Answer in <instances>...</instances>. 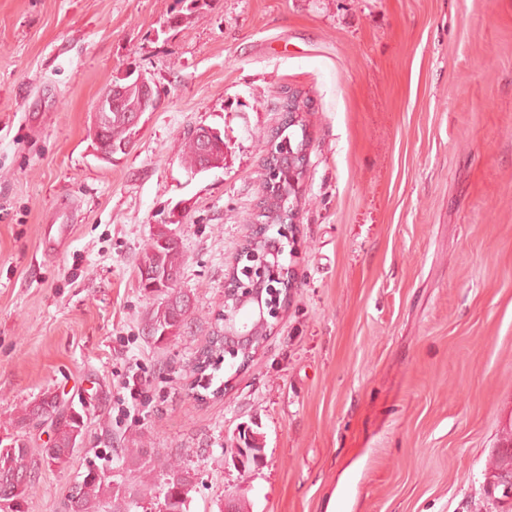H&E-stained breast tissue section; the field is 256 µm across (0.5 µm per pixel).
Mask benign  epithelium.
I'll return each mask as SVG.
<instances>
[{
  "label": "benign epithelium",
  "mask_w": 512,
  "mask_h": 512,
  "mask_svg": "<svg viewBox=\"0 0 512 512\" xmlns=\"http://www.w3.org/2000/svg\"><path fill=\"white\" fill-rule=\"evenodd\" d=\"M288 104L286 119L291 125L299 122L304 112L302 98L297 93H290L282 99ZM161 104L156 96L155 84L145 72L134 68L126 70L120 81L111 83L105 93L98 97L93 106L94 114L101 112H123L127 125L139 134L142 116L155 111ZM283 130L276 131L269 137L264 159V178L260 213H268L267 184L280 174V169L288 168L289 182L298 188L295 176L299 158L307 157V146L288 147L281 150L279 137ZM189 134L198 143L201 163L197 171L218 165L210 153V145L216 131L203 125L193 126ZM131 145L120 144L104 149L102 124L96 122L93 129L92 154L99 159H110L114 154L129 153ZM298 199L282 197L272 216L279 218V225L271 227L261 220L254 225L249 241L240 249L230 271V277L224 280V334L214 338L217 345L224 347L230 357L251 356L258 351L263 337L261 332L268 331L271 320L280 316V307L265 297V288L272 263L284 246L293 241L288 225L296 224Z\"/></svg>",
  "instance_id": "1"
}]
</instances>
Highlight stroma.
Instances as JSON below:
<instances>
[{
    "label": "stroma",
    "mask_w": 512,
    "mask_h": 512,
    "mask_svg": "<svg viewBox=\"0 0 512 512\" xmlns=\"http://www.w3.org/2000/svg\"><path fill=\"white\" fill-rule=\"evenodd\" d=\"M172 5L0 0V440L38 464L21 512H67L88 469L129 484L165 458L195 475L189 512H505L486 475L512 443V0H208L176 28ZM131 67L164 98L105 163L90 112ZM291 90L309 139L295 279L205 398L197 352ZM196 125L220 131L223 168L182 164ZM176 213L193 309L157 345L137 259ZM49 224L71 227L50 255ZM46 393L86 425L63 470L41 461L49 424H16Z\"/></svg>",
    "instance_id": "35a3bbf8"
}]
</instances>
